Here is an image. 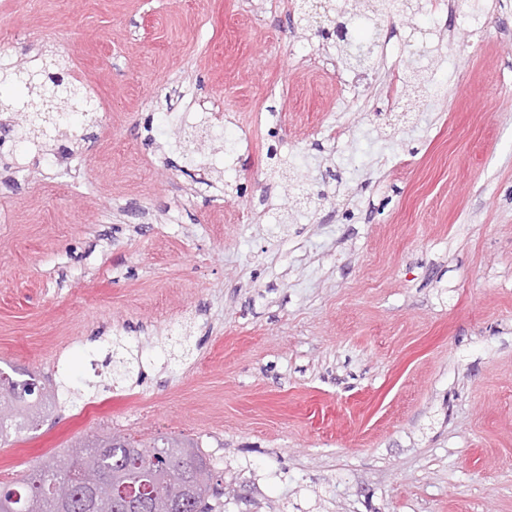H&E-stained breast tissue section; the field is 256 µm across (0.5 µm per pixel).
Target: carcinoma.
<instances>
[{
	"mask_svg": "<svg viewBox=\"0 0 512 512\" xmlns=\"http://www.w3.org/2000/svg\"><path fill=\"white\" fill-rule=\"evenodd\" d=\"M345 64L361 67L375 52L376 43L352 44L340 38ZM35 82L28 99L35 113L25 136L67 130V117L58 101L80 102V92L63 83L65 97H43ZM53 387L36 380H13L0 370V444L24 429L36 428L56 406ZM102 433L72 450L69 466L48 461L20 485L0 489V512H211L210 468L199 446L189 440L159 436L149 441L127 440Z\"/></svg>",
	"mask_w": 512,
	"mask_h": 512,
	"instance_id": "carcinoma-1",
	"label": "carcinoma"
}]
</instances>
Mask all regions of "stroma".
I'll list each match as a JSON object with an SVG mask.
<instances>
[{"mask_svg":"<svg viewBox=\"0 0 512 512\" xmlns=\"http://www.w3.org/2000/svg\"><path fill=\"white\" fill-rule=\"evenodd\" d=\"M414 2L328 0L387 37L340 112L300 0H0V99L87 98L0 112V369L61 386L1 486L105 430L195 441L213 512H512V0ZM28 73H35L28 70H19L15 73V77H11L10 81H15L17 84H23L25 88L28 90V101H32L33 103V110H41L42 112L37 113L33 112L28 108V105L25 103L23 110H26V112H32L33 115H31V119L27 122L26 137L35 136L38 137L39 135L47 136L48 131L50 133L54 132L55 135H59L61 131H65L67 134V117L65 113L61 114L60 112H63L61 107L58 106L59 102H64L66 104H70V107L73 108L75 105L79 104L80 102V92L77 88H75L73 85L66 83L64 80L63 72L59 73L63 78V87L61 90H59L53 99H47L43 98V88H46L44 86V83L40 85L39 81H33L30 84H35L36 86L33 87V90L30 92L29 95V88L27 87L26 81L22 80V75L28 74ZM39 91V94L37 93ZM59 92H65V97H60L58 94ZM61 99H64V101H61ZM66 100V101H65ZM45 103V104H44ZM51 109V110H49ZM43 126L46 128L44 131L42 128ZM45 132V134H44Z\"/></svg>","mask_w":512,"mask_h":512,"instance_id":"obj_1","label":"stroma"}]
</instances>
